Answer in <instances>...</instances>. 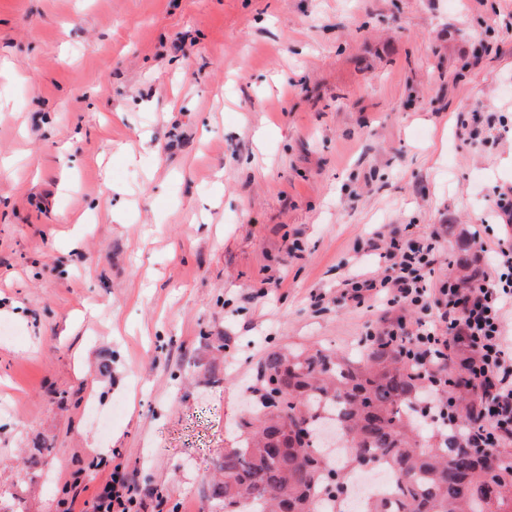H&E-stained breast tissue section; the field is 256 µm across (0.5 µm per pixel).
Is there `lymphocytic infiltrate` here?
<instances>
[{"instance_id":"lymphocytic-infiltrate-1","label":"lymphocytic infiltrate","mask_w":512,"mask_h":512,"mask_svg":"<svg viewBox=\"0 0 512 512\" xmlns=\"http://www.w3.org/2000/svg\"><path fill=\"white\" fill-rule=\"evenodd\" d=\"M441 235H379L368 239L384 263L382 275L348 274L338 296L343 304L362 309L382 305L392 312L378 333L400 338L424 367L444 384L447 362L472 365L488 394L479 399L477 419L466 431L488 453L512 446V344L505 337L504 318L512 308V235L501 237L493 250L491 274L479 275L471 287L434 283ZM417 313L408 324L403 311ZM62 512H143L136 483L122 464H115L90 499H60Z\"/></svg>"}]
</instances>
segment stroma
<instances>
[{
  "mask_svg": "<svg viewBox=\"0 0 512 512\" xmlns=\"http://www.w3.org/2000/svg\"><path fill=\"white\" fill-rule=\"evenodd\" d=\"M0 68V512L100 458L209 512L264 354L381 326L335 301L374 231L440 229L439 280L506 232L512 0H0Z\"/></svg>",
  "mask_w": 512,
  "mask_h": 512,
  "instance_id": "obj_1",
  "label": "stroma"
}]
</instances>
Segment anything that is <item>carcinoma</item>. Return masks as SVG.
<instances>
[{"label": "carcinoma", "mask_w": 512, "mask_h": 512, "mask_svg": "<svg viewBox=\"0 0 512 512\" xmlns=\"http://www.w3.org/2000/svg\"><path fill=\"white\" fill-rule=\"evenodd\" d=\"M281 384L277 404L263 390ZM453 385L428 388L427 375L404 346L388 336L354 354L274 347L258 368L254 405L237 424L235 446L216 464L221 478L207 484L210 512H349L351 473L366 461L394 478L395 506L383 499L365 512H512V455L498 462L494 495L483 487L485 451L464 433L476 407L462 384L463 369L448 364ZM449 400L454 413L438 427L425 400ZM341 431L351 448L346 468L330 463L321 426Z\"/></svg>", "instance_id": "cac0c4a2"}]
</instances>
